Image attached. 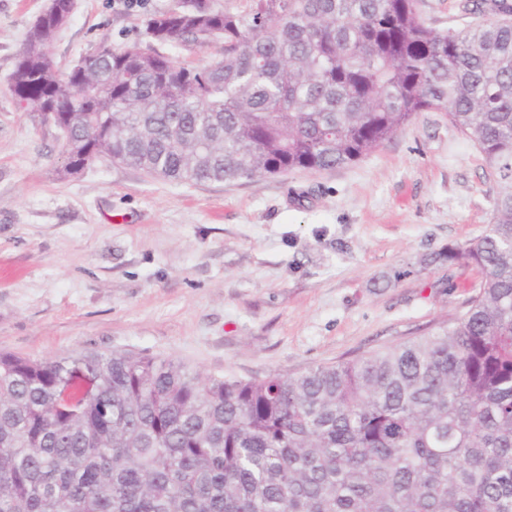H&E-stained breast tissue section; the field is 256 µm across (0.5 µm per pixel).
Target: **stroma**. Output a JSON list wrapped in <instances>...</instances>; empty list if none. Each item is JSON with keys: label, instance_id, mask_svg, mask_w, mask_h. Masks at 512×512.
Listing matches in <instances>:
<instances>
[{"label": "stroma", "instance_id": "35a3bbf8", "mask_svg": "<svg viewBox=\"0 0 512 512\" xmlns=\"http://www.w3.org/2000/svg\"><path fill=\"white\" fill-rule=\"evenodd\" d=\"M48 0H0V352L126 351L248 380L354 360L465 309L481 274L437 253L476 240L499 182L446 113H418L330 170L180 183L101 158L65 171L58 130L10 83ZM176 0H75L49 47L70 66L146 43ZM426 25L468 0H418Z\"/></svg>", "mask_w": 512, "mask_h": 512}]
</instances>
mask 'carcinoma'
Segmentation results:
<instances>
[{"label": "carcinoma", "instance_id": "cac0c4a2", "mask_svg": "<svg viewBox=\"0 0 512 512\" xmlns=\"http://www.w3.org/2000/svg\"><path fill=\"white\" fill-rule=\"evenodd\" d=\"M450 33L417 0H178L156 44L61 69L50 12L12 76L100 156L198 183L356 162L420 112L447 113L500 179L492 224L448 249L482 274L413 341L299 375L239 380L129 352L0 353V512H512V0ZM100 133L91 136L89 129Z\"/></svg>", "mask_w": 512, "mask_h": 512}]
</instances>
